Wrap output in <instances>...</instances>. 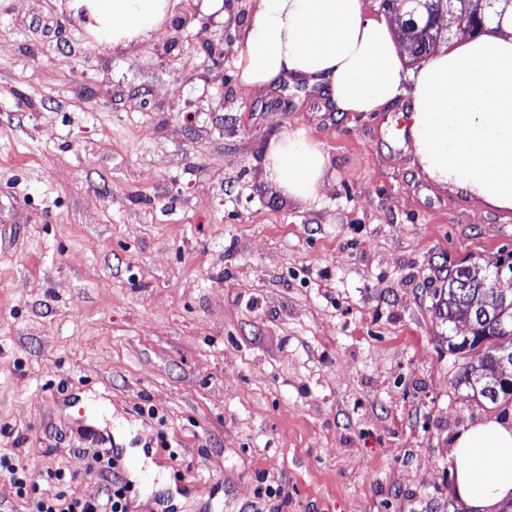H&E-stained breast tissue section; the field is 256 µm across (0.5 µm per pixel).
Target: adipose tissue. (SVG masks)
<instances>
[{"label": "adipose tissue", "instance_id": "adipose-tissue-1", "mask_svg": "<svg viewBox=\"0 0 512 512\" xmlns=\"http://www.w3.org/2000/svg\"><path fill=\"white\" fill-rule=\"evenodd\" d=\"M88 6L113 44L148 38L172 0H74ZM504 34L455 37L415 68L385 18L364 0H253L236 44L239 86L327 78L344 112H378L412 100L407 116L420 168L436 184L512 210V23ZM329 157L305 127L273 137L262 158L266 179L284 195L320 205ZM453 491L466 512H499L512 501V423L486 418L463 428L449 454Z\"/></svg>", "mask_w": 512, "mask_h": 512}]
</instances>
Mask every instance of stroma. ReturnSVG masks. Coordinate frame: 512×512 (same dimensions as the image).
<instances>
[{"label": "stroma", "instance_id": "1", "mask_svg": "<svg viewBox=\"0 0 512 512\" xmlns=\"http://www.w3.org/2000/svg\"><path fill=\"white\" fill-rule=\"evenodd\" d=\"M252 4L178 0L116 47L72 0H0V450L93 499L113 449L129 512H464L455 436L512 400L457 385L436 292L512 252V210L422 174L409 99L244 92ZM298 125L329 155L317 207L260 163Z\"/></svg>", "mask_w": 512, "mask_h": 512}]
</instances>
